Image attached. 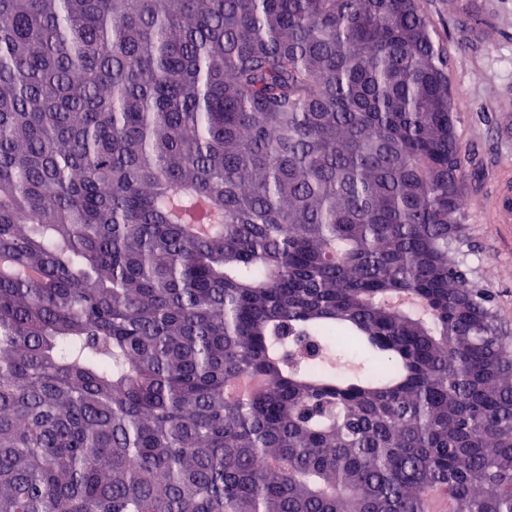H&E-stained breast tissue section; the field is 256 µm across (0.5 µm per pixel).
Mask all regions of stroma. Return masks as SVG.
I'll list each match as a JSON object with an SVG mask.
<instances>
[{"instance_id":"stroma-1","label":"stroma","mask_w":512,"mask_h":512,"mask_svg":"<svg viewBox=\"0 0 512 512\" xmlns=\"http://www.w3.org/2000/svg\"><path fill=\"white\" fill-rule=\"evenodd\" d=\"M448 51L457 135L481 174L466 191L467 243L475 281L488 288L512 336V227L493 223L499 185L512 180V0H421Z\"/></svg>"}]
</instances>
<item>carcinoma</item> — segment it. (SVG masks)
Wrapping results in <instances>:
<instances>
[{
    "instance_id": "carcinoma-1",
    "label": "carcinoma",
    "mask_w": 512,
    "mask_h": 512,
    "mask_svg": "<svg viewBox=\"0 0 512 512\" xmlns=\"http://www.w3.org/2000/svg\"><path fill=\"white\" fill-rule=\"evenodd\" d=\"M419 0H0V512H512V336Z\"/></svg>"
}]
</instances>
